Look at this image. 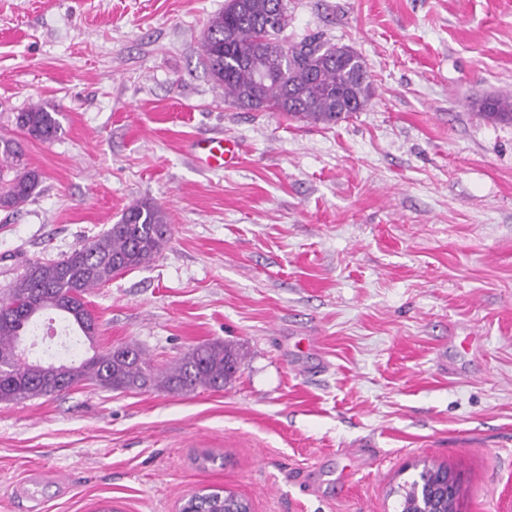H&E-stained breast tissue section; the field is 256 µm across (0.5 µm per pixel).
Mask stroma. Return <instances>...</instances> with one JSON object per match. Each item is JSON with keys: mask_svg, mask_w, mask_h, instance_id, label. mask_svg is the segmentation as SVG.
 <instances>
[{"mask_svg": "<svg viewBox=\"0 0 512 512\" xmlns=\"http://www.w3.org/2000/svg\"><path fill=\"white\" fill-rule=\"evenodd\" d=\"M225 0H0V135L41 171L0 210V297L147 200L171 239L91 289L81 360L135 342L155 370L233 346L224 390L79 384L0 404V512H177L219 487L252 512H397L426 462L459 512H512V0H287L288 43L364 59L373 96L331 125L228 105L201 40ZM63 127L19 136L14 112ZM240 145L201 167L192 145ZM474 103L487 118L505 123L512 122L511 97H493ZM55 108L34 104L22 112H17L14 120L17 129L26 136L39 140L50 141L58 137L62 131L61 123L56 116ZM198 145L200 160L209 169L229 168L238 160L240 145L233 139L214 137Z\"/></svg>", "mask_w": 512, "mask_h": 512, "instance_id": "1", "label": "stroma"}]
</instances>
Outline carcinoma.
<instances>
[{"label": "carcinoma", "instance_id": "carcinoma-1", "mask_svg": "<svg viewBox=\"0 0 512 512\" xmlns=\"http://www.w3.org/2000/svg\"><path fill=\"white\" fill-rule=\"evenodd\" d=\"M237 12L223 10L209 21L203 40L209 77L224 88V101L256 111L281 112L305 122L334 124L362 111L372 97L364 59L353 50L303 41L287 46L280 35L288 26L285 0H243ZM489 119L512 122V98L476 102ZM59 112L34 104L16 113L17 129L26 136L50 141L62 131ZM42 181L28 165L20 142L0 136V209H18ZM171 238L164 211L149 201H137L121 220L61 259L36 262L0 301V403H19L61 394L89 385L113 391L150 386L180 393L205 387L219 391L235 376L238 354L222 342L196 345L161 375H156L140 347L125 343L108 347L57 375L26 362L19 349L33 316L60 312L94 342L97 323L85 294L124 271L149 265ZM444 464L425 463L401 487L399 512L434 486Z\"/></svg>", "mask_w": 512, "mask_h": 512}]
</instances>
